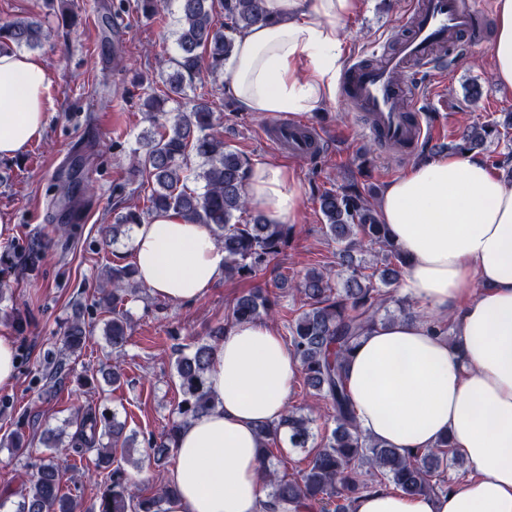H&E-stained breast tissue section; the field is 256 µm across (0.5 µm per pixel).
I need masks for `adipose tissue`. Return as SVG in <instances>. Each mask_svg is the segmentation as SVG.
Here are the masks:
<instances>
[{"label":"adipose tissue","mask_w":512,"mask_h":512,"mask_svg":"<svg viewBox=\"0 0 512 512\" xmlns=\"http://www.w3.org/2000/svg\"><path fill=\"white\" fill-rule=\"evenodd\" d=\"M361 0H264L269 23L235 40L226 64L245 112H313L334 100L349 42L344 23ZM490 52L498 82L512 88V0H496ZM44 61L0 55V159L21 155L46 124ZM247 193L269 221L293 220L302 189L279 163L254 165ZM407 264L401 293L416 318L374 326L351 354L347 387L361 431L402 450L448 438L467 476L438 495L367 493L354 512H512V183L469 154L415 165L378 202ZM225 254L209 228L174 212L137 226L132 263L155 297L202 298ZM453 320V337L430 322ZM300 364L270 322L238 323L215 352L206 384L211 412L177 435L167 512H284L261 479L256 427L280 420Z\"/></svg>","instance_id":"ef3b65f1"}]
</instances>
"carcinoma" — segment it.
<instances>
[{
    "label": "carcinoma",
    "instance_id": "carcinoma-1",
    "mask_svg": "<svg viewBox=\"0 0 512 512\" xmlns=\"http://www.w3.org/2000/svg\"><path fill=\"white\" fill-rule=\"evenodd\" d=\"M178 54L168 59L173 73L165 80L164 97L149 93L144 99L152 130L145 131L133 149L132 180L147 191L141 211L113 204L112 239L132 232L134 225L158 211H174L192 224L206 225L221 242L225 253L224 279L254 280L264 273L294 234L292 224H273L260 213L250 221L242 215L251 211L246 185L251 163L248 157L224 143L217 130L213 103L199 101L188 112L167 113L165 104L180 103L187 83L206 77L217 82L224 77V63L234 49L235 36L268 21L264 0H176ZM224 15L218 25L215 15ZM50 35L42 18L33 15L0 23V53L34 50ZM500 134L498 124L485 123L466 131L452 145L460 153L482 147L490 135ZM201 160L191 168V157ZM203 183L202 189L187 184L189 176ZM91 184L82 189L84 201L72 205L74 219L61 222L58 231L71 235L74 225L95 196ZM325 219L326 234L341 245L340 256L347 275L333 282L326 271L313 267L295 286L303 309L288 324V347L299 360L306 384L313 396L329 406L334 428L323 437L306 469L298 479H287L271 468L270 458L281 432L295 448H305L311 433V419L291 409L277 422L257 426L262 456V481L274 501L286 504L288 512H352L354 500L363 493L393 488L405 495H437L451 490L441 466L462 467L448 438L432 448L401 453L364 435L358 428L356 410L346 384L347 360L363 334L381 321L379 312L390 303L402 317L411 318L410 307L396 298L392 285L401 276L405 258L389 238L386 225L379 222L362 191L353 183L318 196ZM369 252L378 267L354 262L353 252ZM100 300L112 313L105 336L112 351L119 353L127 343L128 314L124 304L140 284L129 265L112 266L99 285ZM278 303L262 288H251L234 302L225 323L212 330L211 342L199 343L190 354L179 353L175 369L183 394L178 404L179 420L159 439H147L153 462L160 466L169 458L177 434L189 420L215 408V398L205 387V374L214 361V351L234 323L279 316ZM87 328L74 312L64 333L65 354L48 374L49 380L64 371L67 358L81 351ZM69 425L68 447L74 456H94V468L104 475L108 487L101 496L98 512H161L163 502L177 494L176 488L160 485L144 495L132 485L120 467H112L115 449L131 459L134 438L126 435V423L92 407L77 410ZM110 437L104 446L100 437ZM16 512H76L75 499L62 492L57 464L40 459L36 472L21 493Z\"/></svg>",
    "mask_w": 512,
    "mask_h": 512
}]
</instances>
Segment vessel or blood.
Instances as JSON below:
<instances>
[{"instance_id":"obj_1","label":"vessel or blood","mask_w":512,"mask_h":512,"mask_svg":"<svg viewBox=\"0 0 512 512\" xmlns=\"http://www.w3.org/2000/svg\"><path fill=\"white\" fill-rule=\"evenodd\" d=\"M487 17L485 8L462 0H414L405 23L407 34L395 50L372 60L353 58L340 84L342 100L355 104L368 116L373 138L404 152L414 151L432 137L435 126L411 92L408 77L419 84L435 81L444 71V53L465 48ZM318 134L309 125L278 126L276 146L306 156Z\"/></svg>"}]
</instances>
